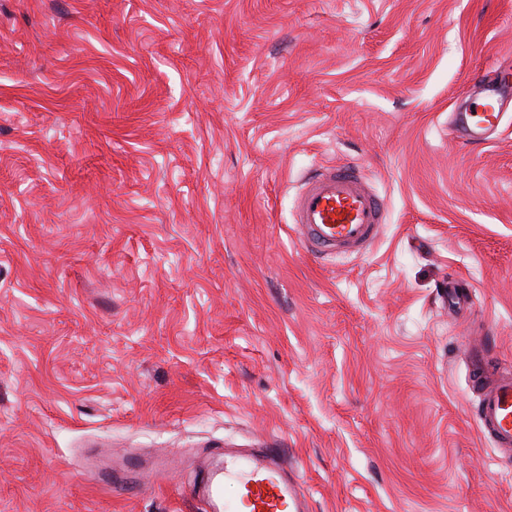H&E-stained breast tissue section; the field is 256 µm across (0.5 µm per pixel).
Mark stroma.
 Instances as JSON below:
<instances>
[{"instance_id":"obj_1","label":"stroma","mask_w":512,"mask_h":512,"mask_svg":"<svg viewBox=\"0 0 512 512\" xmlns=\"http://www.w3.org/2000/svg\"><path fill=\"white\" fill-rule=\"evenodd\" d=\"M508 63L512 0H0V512H205L266 447L310 512H512L463 347L512 376V117L448 131ZM348 162L386 219L320 260ZM293 209L299 239L317 258L363 252L378 236L386 212L384 199L353 164L305 176Z\"/></svg>"}]
</instances>
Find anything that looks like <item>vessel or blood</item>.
Returning a JSON list of instances; mask_svg holds the SVG:
<instances>
[{
    "instance_id": "vessel-or-blood-1",
    "label": "vessel or blood",
    "mask_w": 512,
    "mask_h": 512,
    "mask_svg": "<svg viewBox=\"0 0 512 512\" xmlns=\"http://www.w3.org/2000/svg\"><path fill=\"white\" fill-rule=\"evenodd\" d=\"M512 97V82L480 86L469 109L455 114L461 138L483 143L503 117ZM293 222L301 243L316 257L358 254L376 239L385 222L383 198L369 185L358 166L333 165L304 177L293 202ZM471 381L480 391L477 420L501 447H512V378H490L480 345L467 343ZM239 488L236 498L224 495L226 483ZM212 512H306L301 485L270 448L228 453L207 483Z\"/></svg>"
}]
</instances>
